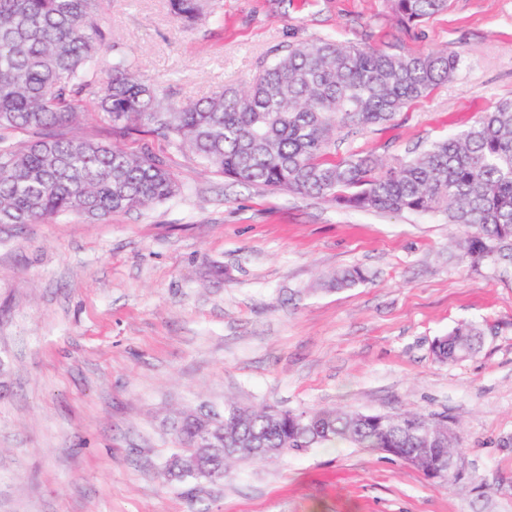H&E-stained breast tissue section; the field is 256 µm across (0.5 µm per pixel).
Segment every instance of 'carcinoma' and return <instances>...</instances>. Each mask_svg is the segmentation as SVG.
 I'll use <instances>...</instances> for the list:
<instances>
[{"instance_id": "obj_1", "label": "carcinoma", "mask_w": 512, "mask_h": 512, "mask_svg": "<svg viewBox=\"0 0 512 512\" xmlns=\"http://www.w3.org/2000/svg\"><path fill=\"white\" fill-rule=\"evenodd\" d=\"M175 18L193 25L210 14V0H170ZM448 7V0H393L404 25ZM111 45L109 59L101 55ZM446 51L391 54L335 40L299 43L263 66L243 86L176 103L146 85L100 17L98 0H0V224L47 223L62 214L105 220L140 211L182 193L162 157L137 154L68 128L94 108L110 130L140 125L188 150L201 164L246 185L317 195L348 208L436 214L461 229L474 262L512 264V99L482 113L466 130L432 142L423 152L391 160L372 154L336 159L345 129L383 126L421 100L460 67ZM24 132L28 139L12 141ZM363 279L354 269L331 285ZM481 333L461 324L439 338L433 354L455 361L473 353ZM179 447L162 475L173 473L183 447L211 436L224 462V444L240 449L232 461H263L248 451L258 442L296 455L301 448L346 442L394 448L402 457L438 441L427 463L464 453L434 413L383 415L338 410L292 413L224 406V414L195 412L172 426Z\"/></svg>"}]
</instances>
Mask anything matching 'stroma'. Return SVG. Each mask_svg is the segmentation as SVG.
I'll use <instances>...</instances> for the list:
<instances>
[{
	"label": "stroma",
	"instance_id": "obj_1",
	"mask_svg": "<svg viewBox=\"0 0 512 512\" xmlns=\"http://www.w3.org/2000/svg\"><path fill=\"white\" fill-rule=\"evenodd\" d=\"M187 27L168 0H102L141 77L178 102L249 82L289 44L449 50L453 79L337 158L403 157L512 99V0H448L404 26L389 0H213ZM183 188L104 221L0 224V512H512V270L473 267L442 217L342 208L242 185L154 134ZM364 282L336 290V273ZM483 331L454 363L457 326ZM432 412L466 439L470 483L441 486L344 445L162 482L171 422L203 406ZM481 333L479 329L472 324H461L451 331L448 335L439 338L438 346H434L433 354L439 361H455L466 355L473 353L479 343Z\"/></svg>",
	"mask_w": 512,
	"mask_h": 512
}]
</instances>
